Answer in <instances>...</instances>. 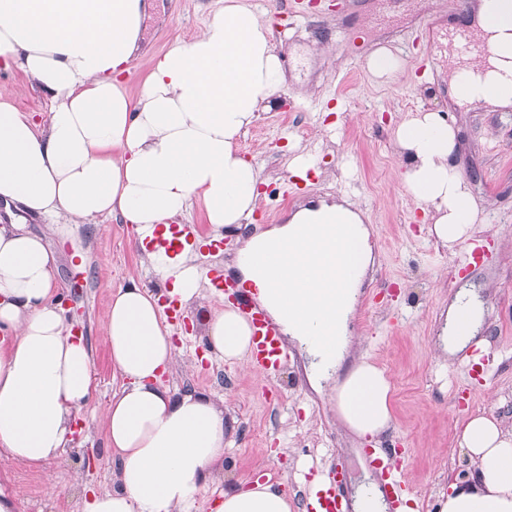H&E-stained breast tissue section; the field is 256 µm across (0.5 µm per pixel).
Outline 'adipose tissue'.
I'll use <instances>...</instances> for the list:
<instances>
[{
    "mask_svg": "<svg viewBox=\"0 0 512 512\" xmlns=\"http://www.w3.org/2000/svg\"><path fill=\"white\" fill-rule=\"evenodd\" d=\"M151 8V0H0V70L21 68L51 102L48 122L39 125L0 88L5 205L43 216L64 236L72 225L112 218L131 225L140 243L196 204L216 231L250 221L261 178L237 141L284 83L272 31L252 8L225 0L198 36L152 56L133 97L122 77ZM470 27L488 53L449 51L453 98L512 107V0H477ZM396 141L405 157L401 181L432 211L431 234L449 249L465 244L480 210L451 162L452 127L439 113L420 111L400 123ZM373 231L354 202L323 201L251 234L234 262L283 334L307 352L321 378L333 380L336 414L359 439L393 422L384 370L362 359L334 375L349 346ZM145 257L157 288L119 287L104 325L120 380L104 415L116 476L111 489L84 498L82 512H196L224 460L223 408L164 381L176 348L160 299H198L206 271L187 247ZM54 270L42 237L14 220L0 224V455L31 467L68 448L72 422L95 390L92 354L57 299ZM483 317L468 291L455 295L448 355L473 341ZM206 341L213 356L241 363L251 332L227 310L210 319ZM456 441L475 474L452 484L439 512H512V429L478 413ZM215 512L292 506L271 482L242 479Z\"/></svg>",
    "mask_w": 512,
    "mask_h": 512,
    "instance_id": "adipose-tissue-1",
    "label": "adipose tissue"
}]
</instances>
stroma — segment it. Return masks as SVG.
<instances>
[{"instance_id":"obj_1","label":"stroma","mask_w":512,"mask_h":512,"mask_svg":"<svg viewBox=\"0 0 512 512\" xmlns=\"http://www.w3.org/2000/svg\"><path fill=\"white\" fill-rule=\"evenodd\" d=\"M241 2L264 14L285 71L276 107L260 113L238 140L263 181L252 221L266 229L308 198L341 192L367 211L376 234L371 279L356 313L359 350L390 379L395 430L389 440L407 448L402 480L418 512H429L450 482L473 474L456 443L466 413L452 404L455 388L471 382V360L484 375L469 411L512 426V111L458 105L442 79L448 65L443 40L450 27L468 22L469 0H318L313 7L308 0ZM223 5L162 0L165 20L149 23L145 50L156 54L191 40ZM428 22L439 47L422 39ZM380 47L404 61L387 83L364 66ZM0 83L12 89L18 111L48 121L47 97L21 70L0 72ZM421 110L440 113L452 126L454 162L481 210L471 242L483 247V265L473 273L466 270L465 248L436 244L429 215L396 171L397 128ZM301 152L315 161L305 181L287 170ZM25 222L55 255L61 304L92 353L95 391L79 413L71 446L39 468L0 466V491L12 500L13 512H82L85 495L111 487L114 477L100 421L119 385L103 331L109 296L129 281L152 287L156 280L133 244L131 227L114 219L78 225L67 241L43 217L29 215ZM466 284L490 288L489 344L448 360L434 340L450 300ZM225 307L223 295L209 289L201 305L187 308L190 327L174 336L178 357L169 378L171 385L213 396L233 422L225 450L233 467L217 474L201 512H212L221 492L241 478L280 483L293 512H304L303 481L295 478L301 464L309 468L304 481L327 468L341 470L346 484L360 481L371 447L351 446L298 352L269 377L213 358L193 366L208 319Z\"/></svg>"}]
</instances>
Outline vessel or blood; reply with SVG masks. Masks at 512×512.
I'll return each instance as SVG.
<instances>
[{"instance_id": "obj_1", "label": "vessel or blood", "mask_w": 512, "mask_h": 512, "mask_svg": "<svg viewBox=\"0 0 512 512\" xmlns=\"http://www.w3.org/2000/svg\"><path fill=\"white\" fill-rule=\"evenodd\" d=\"M207 277L216 289L230 291L233 306L248 321L251 331L250 365L252 369L270 374L279 369L288 358L279 330L268 314L255 300L252 288L225 278L223 270L211 269ZM309 512H345V497L341 485L321 484L306 489Z\"/></svg>"}]
</instances>
